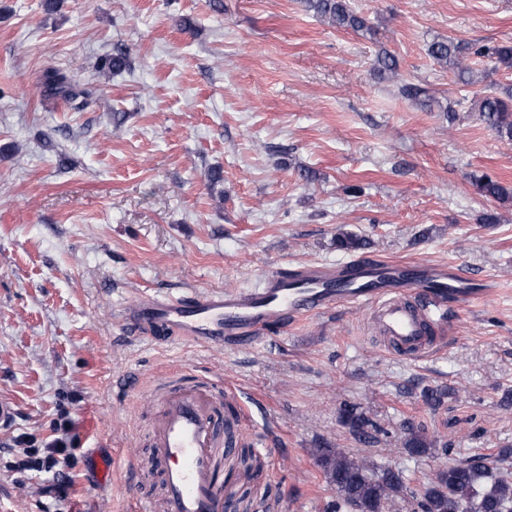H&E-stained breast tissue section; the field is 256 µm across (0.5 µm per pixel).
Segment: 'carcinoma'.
Listing matches in <instances>:
<instances>
[{"label":"carcinoma","mask_w":512,"mask_h":512,"mask_svg":"<svg viewBox=\"0 0 512 512\" xmlns=\"http://www.w3.org/2000/svg\"><path fill=\"white\" fill-rule=\"evenodd\" d=\"M307 11L336 28L355 31L366 28V20L352 8L350 0H303ZM428 55L438 64L451 67L458 82L477 81L475 61L488 59L494 69L512 70V45L461 44L437 39L428 45ZM43 96L74 101L85 94L78 80L55 70L44 74L38 84ZM478 119L499 136L512 140V92L507 97L487 95L476 101ZM475 192L486 198L505 202L512 199V187L487 174L473 176ZM341 418L356 432H363L367 419L351 406L342 409ZM316 462L342 501L356 512H387L392 501L406 489L404 472L374 470L364 458L343 448H319ZM237 474L251 480L263 468L259 457L247 448L237 457ZM420 512H505L512 509V479L503 475L486 459L478 457L448 467L436 474L422 492Z\"/></svg>","instance_id":"carcinoma-1"}]
</instances>
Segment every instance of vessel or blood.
Here are the masks:
<instances>
[{"label": "vessel or blood", "mask_w": 512, "mask_h": 512, "mask_svg": "<svg viewBox=\"0 0 512 512\" xmlns=\"http://www.w3.org/2000/svg\"><path fill=\"white\" fill-rule=\"evenodd\" d=\"M491 281L468 287L457 268L444 263L389 264L355 259L341 266L321 262L289 273L265 274L253 291L216 290L180 300L148 296L127 307L134 328L171 334L200 345H240L337 304L374 311L385 348L420 360L437 352L449 300L466 303L490 295ZM217 380L166 390L151 431V463L163 485L161 498L140 497L136 512H232L234 501L215 474L232 451Z\"/></svg>", "instance_id": "1"}]
</instances>
